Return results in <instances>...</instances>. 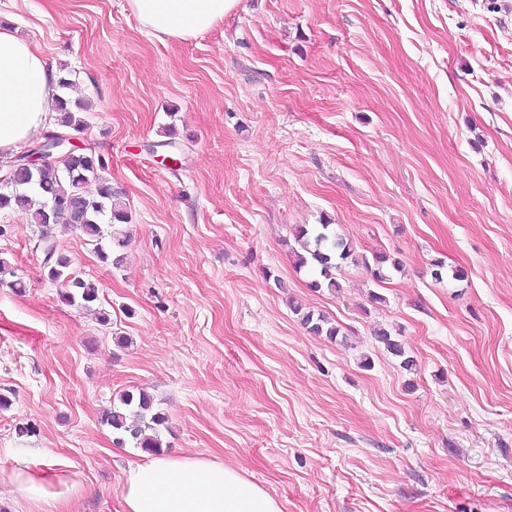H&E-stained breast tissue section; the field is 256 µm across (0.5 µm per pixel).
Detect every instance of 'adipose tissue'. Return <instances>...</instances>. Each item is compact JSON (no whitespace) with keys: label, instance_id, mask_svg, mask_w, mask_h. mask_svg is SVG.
Instances as JSON below:
<instances>
[{"label":"adipose tissue","instance_id":"ef3b65f1","mask_svg":"<svg viewBox=\"0 0 512 512\" xmlns=\"http://www.w3.org/2000/svg\"><path fill=\"white\" fill-rule=\"evenodd\" d=\"M239 0H127L141 27L157 37L186 40L221 22ZM55 75L30 43L0 28V155L19 151L43 127ZM40 512H70L76 483L59 463L43 471L0 472ZM124 512H282L265 489L222 461L159 455L130 465L121 485Z\"/></svg>","mask_w":512,"mask_h":512}]
</instances>
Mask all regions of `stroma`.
Here are the masks:
<instances>
[{
  "instance_id": "35a3bbf8",
  "label": "stroma",
  "mask_w": 512,
  "mask_h": 512,
  "mask_svg": "<svg viewBox=\"0 0 512 512\" xmlns=\"http://www.w3.org/2000/svg\"><path fill=\"white\" fill-rule=\"evenodd\" d=\"M5 19L89 103L83 130H46L104 159L131 222L119 268L53 229L99 288L87 311L29 212L0 210L23 283L0 284V471L56 459L73 512H122L145 453L102 417L144 391L163 451L224 461L282 512H512V0H240L189 41L126 0H0ZM317 224L354 249L334 291L295 266ZM379 252L402 262L381 282Z\"/></svg>"
}]
</instances>
